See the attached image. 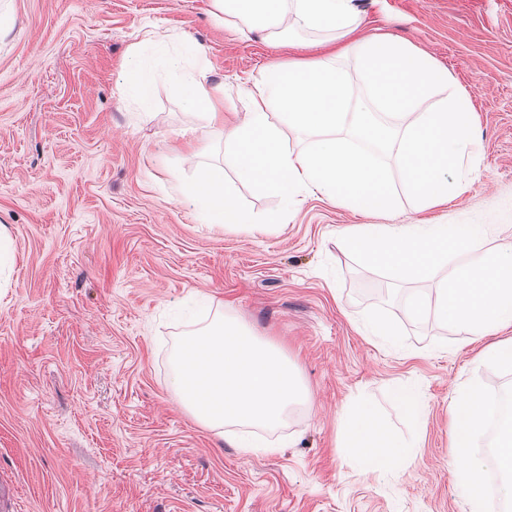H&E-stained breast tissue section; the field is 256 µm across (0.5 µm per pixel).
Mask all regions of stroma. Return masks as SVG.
Here are the masks:
<instances>
[{
  "label": "stroma",
  "instance_id": "stroma-1",
  "mask_svg": "<svg viewBox=\"0 0 512 512\" xmlns=\"http://www.w3.org/2000/svg\"><path fill=\"white\" fill-rule=\"evenodd\" d=\"M365 36L390 34L448 70L474 109L476 167L448 205L419 209L394 150L375 155L397 197L362 214L318 195L280 193L224 171L259 225L213 223L177 189L180 133L197 123L165 82L126 96L132 47L186 35L224 82V115L251 108L263 68L309 62L311 36L241 39L209 19L211 0H0V225L13 241L0 290V482L9 512H470L450 473L453 397L512 393V364L409 298L433 278L365 273L338 235L355 224H472L487 250L512 246V0H352ZM229 301L288 351L311 390L290 413L291 447L244 453L220 442L169 391L174 340ZM393 336H374L373 322ZM368 403L399 438L396 471L346 463L341 412Z\"/></svg>",
  "mask_w": 512,
  "mask_h": 512
}]
</instances>
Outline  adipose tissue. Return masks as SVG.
Wrapping results in <instances>:
<instances>
[{
    "mask_svg": "<svg viewBox=\"0 0 512 512\" xmlns=\"http://www.w3.org/2000/svg\"><path fill=\"white\" fill-rule=\"evenodd\" d=\"M212 17L239 37L264 32L279 42L289 29L323 34L325 54L310 63L271 67L253 82L252 110L228 125L220 101L224 84L213 79L204 49L187 37L147 40L134 48L125 69L128 96L147 99L158 77H165L202 129L224 141L223 166H195L181 179L179 192L206 209L213 220L251 230L252 214L224 186V168L233 166L253 183L279 190L285 203L303 191H317L347 208L367 213L394 209L393 191L384 170L369 155L336 137L350 119L378 110L401 123L397 162L402 183L421 208L444 206L451 195L465 191V180L449 182L448 174L466 167L475 144L474 113L466 92L448 89V72L430 56L388 35L360 36L351 0H212ZM357 59L365 81L364 97H356L349 72L340 66L346 56ZM429 111H421L424 101ZM318 132L310 149L293 151L279 121ZM479 224H406L392 229L359 224L343 230L340 243L360 253L367 269L385 267L400 280L417 282L433 276L449 253L478 248ZM453 330L484 336L512 322V248L500 250L483 263L438 281L434 304L413 299L407 311L417 316L426 307ZM464 408L463 436L453 454L451 474L467 494L472 512H492L477 489L486 471L504 478L502 498L512 500V424L503 429L488 454L481 447L485 400L478 391L460 397ZM341 445L369 443L386 436L365 402L346 408L341 416Z\"/></svg>",
    "mask_w": 512,
    "mask_h": 512,
    "instance_id": "ef3b65f1",
    "label": "adipose tissue"
}]
</instances>
